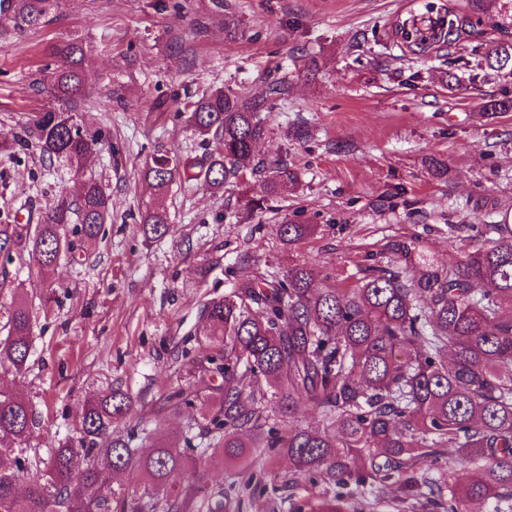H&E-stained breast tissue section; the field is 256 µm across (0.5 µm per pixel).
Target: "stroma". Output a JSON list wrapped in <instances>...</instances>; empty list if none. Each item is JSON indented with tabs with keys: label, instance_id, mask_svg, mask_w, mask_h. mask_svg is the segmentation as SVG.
<instances>
[{
	"label": "stroma",
	"instance_id": "stroma-1",
	"mask_svg": "<svg viewBox=\"0 0 512 512\" xmlns=\"http://www.w3.org/2000/svg\"><path fill=\"white\" fill-rule=\"evenodd\" d=\"M464 12L467 0H63L54 22L19 34L0 28V141L12 140L45 105L30 89L52 63L54 45H88L90 95L75 117L103 141L87 171L112 198V222L79 258L62 255L51 270L26 257L11 267L31 307V351L23 371L0 367L4 383L33 413L24 476L44 469L52 448L74 434L84 399L110 389L132 400L130 421L177 435L198 417L175 410L168 395L195 368L201 311L256 274L305 262L346 288L396 242H414L441 266L471 248V225L501 223L512 212V112L490 116L481 99L512 98V75L464 64L486 53L495 34L475 24L463 46L411 54L395 35L398 20L426 26L427 2ZM287 79L275 101L262 158L281 156L297 190L249 212L247 187L215 194L196 181L175 184L166 199L172 235L146 240L141 203L151 156H201V138L178 110L184 94L217 87L255 90ZM122 86L124 101L108 95ZM306 140L288 136L296 124ZM445 161L439 177L430 158ZM81 179L55 171L37 148L0 155V216L42 220ZM317 225L288 246L283 219ZM247 466L213 458L194 477L223 489L234 512H288L289 497L309 491L286 458Z\"/></svg>",
	"mask_w": 512,
	"mask_h": 512
}]
</instances>
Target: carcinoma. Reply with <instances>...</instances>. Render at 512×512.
Returning a JSON list of instances; mask_svg holds the SVG:
<instances>
[{
  "label": "carcinoma",
  "mask_w": 512,
  "mask_h": 512,
  "mask_svg": "<svg viewBox=\"0 0 512 512\" xmlns=\"http://www.w3.org/2000/svg\"><path fill=\"white\" fill-rule=\"evenodd\" d=\"M472 10L498 33L485 65L512 73V0H470ZM12 27L26 33L50 25L60 0H10ZM471 19L451 8L420 35L415 49L457 44ZM53 65L31 81L49 105L24 135L0 144V153L30 140L49 165L79 175L99 143L73 120L86 98L82 41L54 47ZM286 81L253 92L216 89L181 102L193 133L207 143L194 159L157 154L146 164L156 198L143 204L146 239L173 233L163 199L176 180L202 182L215 193L244 180L249 166L263 173L260 199L249 209L298 183L281 157L255 161L268 134L273 101ZM112 220V199L90 176L79 196L58 198L41 224L0 222V259L23 255L45 268L80 241L99 237ZM314 224L284 221L282 241L296 245ZM498 237L476 244L453 266L440 267L412 242L393 244V259L368 266L351 288H322L330 278L312 265L295 263L237 284L224 298L205 304L202 356L211 393L200 396L189 383L169 396L174 409L200 405L201 421L178 437L137 425L114 430L131 407L128 393L113 389L82 406L79 436L52 449L40 477L19 492L22 459L0 464V512H112L110 475L138 476L153 512H228L224 491L213 494L185 481L207 454L231 461L247 448H271L288 458L293 475L325 487L290 503L291 512H349L343 489L389 484L407 496H422L444 512H473L495 498L512 507V225L495 224ZM414 268L407 275L408 268ZM0 365L20 371L30 355L31 315L27 302H13ZM306 403L325 421L310 431L290 423ZM28 403L0 386V458L29 447ZM259 436L245 441L242 432ZM150 451H142L144 447ZM183 450H177V447ZM455 448L466 464L443 486L420 480V463Z\"/></svg>",
  "instance_id": "obj_1"
}]
</instances>
